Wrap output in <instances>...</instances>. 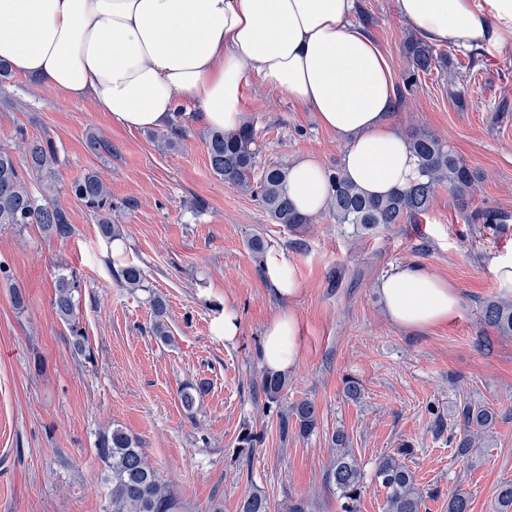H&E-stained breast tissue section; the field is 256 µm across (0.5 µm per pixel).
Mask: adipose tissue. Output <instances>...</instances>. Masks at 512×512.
<instances>
[{"mask_svg": "<svg viewBox=\"0 0 512 512\" xmlns=\"http://www.w3.org/2000/svg\"><path fill=\"white\" fill-rule=\"evenodd\" d=\"M431 45L474 51L512 45V0H396ZM356 0H0V61L72 102H92L128 129L167 127L183 103L213 129L241 119L251 71L263 85L309 107L344 144L347 178L374 196L403 191L419 162L396 131V89L387 57L353 19ZM295 210L326 206L320 161L288 169ZM388 318L407 328L452 322L456 288L422 265L394 266L377 283ZM292 314L265 329L263 358L276 373L300 359Z\"/></svg>", "mask_w": 512, "mask_h": 512, "instance_id": "obj_1", "label": "adipose tissue"}]
</instances>
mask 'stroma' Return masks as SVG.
<instances>
[{
  "instance_id": "stroma-1",
  "label": "stroma",
  "mask_w": 512,
  "mask_h": 512,
  "mask_svg": "<svg viewBox=\"0 0 512 512\" xmlns=\"http://www.w3.org/2000/svg\"><path fill=\"white\" fill-rule=\"evenodd\" d=\"M358 2L372 15L368 32L402 85L412 28L396 0ZM472 59L467 82L421 76L393 120L399 132L421 128L447 142L481 176L474 205L512 216V45ZM244 99L243 116L256 120L264 144L260 162L287 166L310 153L325 170L341 165L344 145L336 134L309 108L266 88L258 73L250 74ZM20 130L53 140L58 165L51 184L74 233L50 240L35 224L0 226V264L8 269L0 274V512H107L96 444L115 427L139 441L177 494L179 512H239L256 489L272 512H288L297 500L307 512H342L323 483L339 429L368 477L380 456L411 445L423 512H448V494L458 487L470 493L471 512H492L495 488L512 482V336L485 326L481 309L500 294L490 261L512 253V220L479 234L441 187L414 223L364 236L323 211L292 233L213 174L206 128L195 120L168 149L159 130L118 127L91 102H68L15 73L0 84V146H18ZM92 133L111 142V154L88 150ZM89 170L109 187L122 251L100 236L97 215L71 191ZM256 236L292 266L297 297L271 289L248 248ZM407 262L457 289L454 322L405 328L385 316L375 285ZM129 263L144 269L146 290L115 281L114 271ZM62 274L76 281L89 362L71 352L52 305ZM17 289L27 297L22 310L13 304ZM152 292L167 303L173 344L152 333ZM226 306L240 319L231 343L212 332ZM288 311L302 326L301 357L278 404L270 405L260 390L263 336ZM201 378L211 389L190 417L179 390ZM350 379L361 385L360 400L344 393ZM303 399L316 404L318 429L305 438L281 436L278 412ZM466 400L496 414L468 461L455 452V410ZM246 425L261 437L247 461L235 453Z\"/></svg>"
}]
</instances>
